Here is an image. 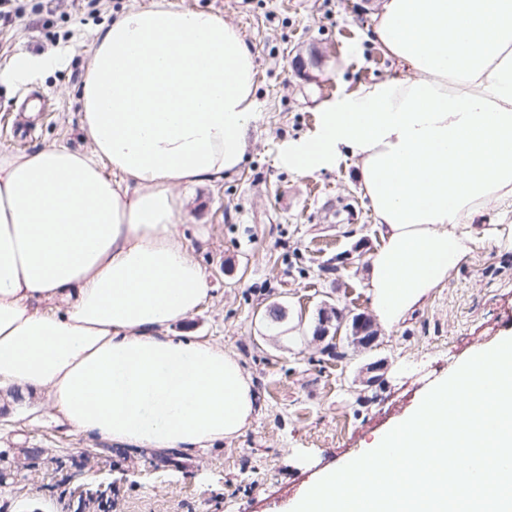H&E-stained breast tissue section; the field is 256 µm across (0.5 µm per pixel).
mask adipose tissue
I'll return each instance as SVG.
<instances>
[{
  "instance_id": "ef3b65f1",
  "label": "adipose tissue",
  "mask_w": 512,
  "mask_h": 512,
  "mask_svg": "<svg viewBox=\"0 0 512 512\" xmlns=\"http://www.w3.org/2000/svg\"><path fill=\"white\" fill-rule=\"evenodd\" d=\"M373 19L402 73L324 105L281 162L352 161L382 238L368 294L391 328L498 236L462 225L512 195V0H376ZM59 62L19 55L0 84ZM77 102L90 152L0 150V389L46 391L75 432L133 448L235 437L249 377L223 346L165 330L210 291L175 189L244 161L254 55L219 16L148 0L95 31Z\"/></svg>"
}]
</instances>
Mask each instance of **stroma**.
I'll return each instance as SVG.
<instances>
[{
    "instance_id": "stroma-1",
    "label": "stroma",
    "mask_w": 512,
    "mask_h": 512,
    "mask_svg": "<svg viewBox=\"0 0 512 512\" xmlns=\"http://www.w3.org/2000/svg\"><path fill=\"white\" fill-rule=\"evenodd\" d=\"M147 0H17L0 25V67L22 53L62 50L61 65L38 79L0 85V149L29 152L91 145L80 129L76 93L93 32ZM237 27L256 63L258 120L235 173L177 187L191 256L205 270V304L167 330L223 345L251 378L253 419L239 435L206 449L122 448L71 432L45 395L0 396V512H291L329 469L362 454L417 409L434 384L476 351L512 336V196L468 219L497 225L375 347L346 337L337 355L314 337L319 308L343 318L372 316L369 257L382 240L350 161L301 174L281 164L285 143L310 136L318 105L360 84L396 75L398 62L370 39L373 0H176ZM315 60L313 81L292 62ZM279 305L286 319L269 326ZM384 362L380 379L363 371Z\"/></svg>"
}]
</instances>
